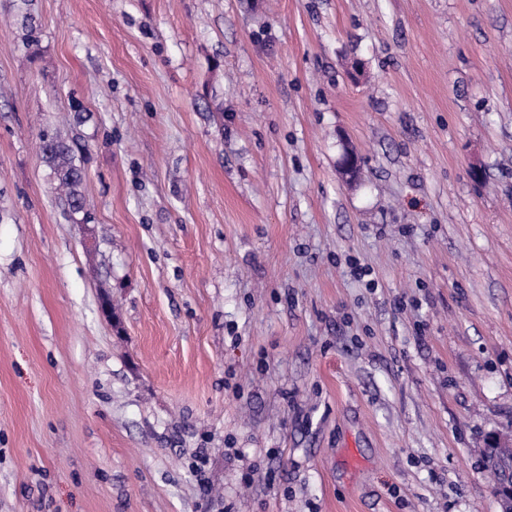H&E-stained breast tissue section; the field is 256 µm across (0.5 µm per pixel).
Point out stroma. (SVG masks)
<instances>
[{"mask_svg":"<svg viewBox=\"0 0 512 512\" xmlns=\"http://www.w3.org/2000/svg\"><path fill=\"white\" fill-rule=\"evenodd\" d=\"M12 13L0 512H501L512 0ZM39 152L50 169L55 190L63 197L74 213L84 212V196L80 190L83 171L75 164L72 146L64 140L43 136Z\"/></svg>","mask_w":512,"mask_h":512,"instance_id":"obj_1","label":"stroma"}]
</instances>
